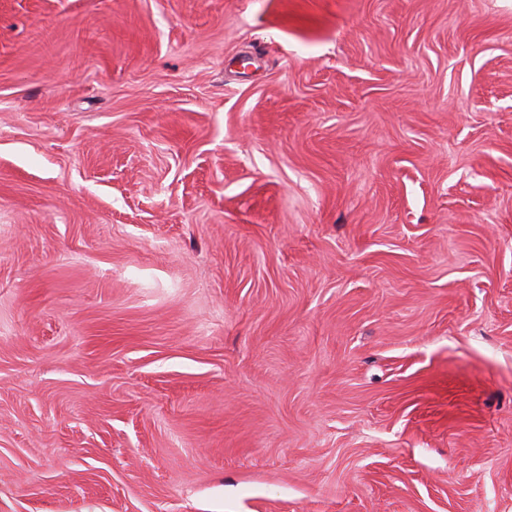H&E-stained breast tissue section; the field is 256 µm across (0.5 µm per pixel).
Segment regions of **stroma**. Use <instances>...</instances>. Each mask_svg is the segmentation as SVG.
<instances>
[{"mask_svg": "<svg viewBox=\"0 0 512 512\" xmlns=\"http://www.w3.org/2000/svg\"><path fill=\"white\" fill-rule=\"evenodd\" d=\"M0 512H512V0H0Z\"/></svg>", "mask_w": 512, "mask_h": 512, "instance_id": "1", "label": "stroma"}]
</instances>
